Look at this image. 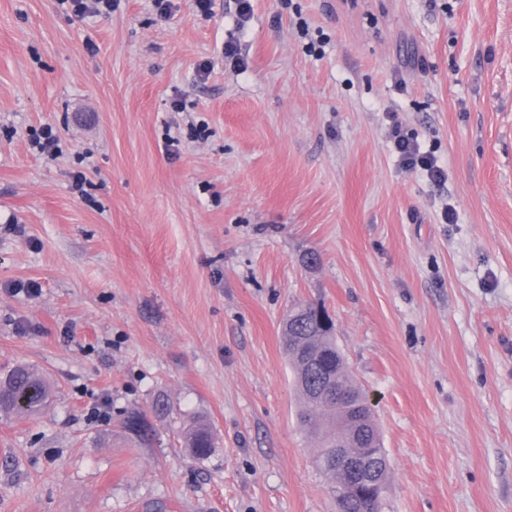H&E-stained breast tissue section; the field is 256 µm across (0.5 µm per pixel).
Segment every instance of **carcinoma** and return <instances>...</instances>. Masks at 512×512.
<instances>
[{
  "label": "carcinoma",
  "mask_w": 512,
  "mask_h": 512,
  "mask_svg": "<svg viewBox=\"0 0 512 512\" xmlns=\"http://www.w3.org/2000/svg\"><path fill=\"white\" fill-rule=\"evenodd\" d=\"M284 353L294 372V382L301 399L298 419L301 426L315 440L314 464L331 480H336V465L329 464L335 449L329 438L343 431L349 424L336 402L324 394L322 368L336 369V340L333 326H324L316 315L309 314L298 321H287ZM52 396V387L28 368H15L0 378V413L34 417ZM123 425L142 442L150 443L149 425L143 415L133 413ZM181 437L184 445L196 459L208 457L214 448L210 425L201 419L187 422ZM353 492L343 504L344 512H382L383 502L376 489L353 484Z\"/></svg>",
  "instance_id": "obj_1"
}]
</instances>
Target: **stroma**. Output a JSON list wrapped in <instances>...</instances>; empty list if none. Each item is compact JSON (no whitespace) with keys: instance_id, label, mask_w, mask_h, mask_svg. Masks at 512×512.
I'll list each match as a JSON object with an SVG mask.
<instances>
[{"instance_id":"obj_1","label":"stroma","mask_w":512,"mask_h":512,"mask_svg":"<svg viewBox=\"0 0 512 512\" xmlns=\"http://www.w3.org/2000/svg\"><path fill=\"white\" fill-rule=\"evenodd\" d=\"M173 3L0 0V372L54 385L0 419V512H336L282 349L306 303L373 400L383 512H512V0ZM60 4L68 3L75 16L81 17L86 13L98 16H109L112 13V0H59ZM388 135L403 167L423 171L434 183L445 181L447 175L438 159L429 151H422L417 138L404 132L394 117L390 120ZM181 437L184 445L196 459L207 458L214 448V436L210 425L201 419L187 422L182 430Z\"/></svg>"}]
</instances>
